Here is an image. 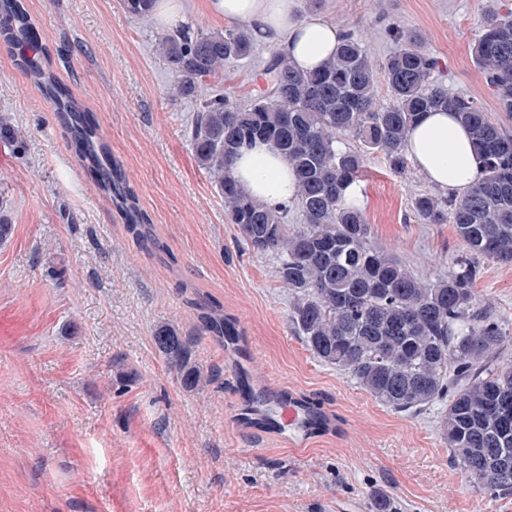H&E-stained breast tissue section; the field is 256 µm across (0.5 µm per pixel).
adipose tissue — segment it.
Masks as SVG:
<instances>
[{"label": "adipose tissue", "mask_w": 512, "mask_h": 512, "mask_svg": "<svg viewBox=\"0 0 512 512\" xmlns=\"http://www.w3.org/2000/svg\"><path fill=\"white\" fill-rule=\"evenodd\" d=\"M207 6L219 19L249 23L256 39L278 45L304 71L319 68L341 38L321 15L295 17L292 0H207ZM407 151L430 185L450 192L470 184L482 169L468 129L450 112L425 113L409 134ZM233 173L245 193L270 206L287 205L295 196L294 173L269 144L242 150L233 161Z\"/></svg>", "instance_id": "ef3b65f1"}]
</instances>
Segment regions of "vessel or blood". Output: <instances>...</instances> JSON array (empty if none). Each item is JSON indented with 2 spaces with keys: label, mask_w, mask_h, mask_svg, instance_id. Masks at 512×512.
Masks as SVG:
<instances>
[{
  "label": "vessel or blood",
  "mask_w": 512,
  "mask_h": 512,
  "mask_svg": "<svg viewBox=\"0 0 512 512\" xmlns=\"http://www.w3.org/2000/svg\"><path fill=\"white\" fill-rule=\"evenodd\" d=\"M224 344L233 349L237 363L232 370L238 393L235 424L278 437L285 447L297 451L323 433L328 425L325 411L293 393L257 384L248 372L254 356L236 329H227Z\"/></svg>",
  "instance_id": "1"
}]
</instances>
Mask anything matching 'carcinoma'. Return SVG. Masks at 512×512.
Returning a JSON list of instances; mask_svg holds the SVG:
<instances>
[{
  "mask_svg": "<svg viewBox=\"0 0 512 512\" xmlns=\"http://www.w3.org/2000/svg\"><path fill=\"white\" fill-rule=\"evenodd\" d=\"M135 18L156 0H122ZM394 48L378 66L359 35L347 31L320 69L292 66L280 52L263 65V81L246 103L228 92L202 97L224 63L250 58V25L222 33L182 27L160 40L159 53L178 98H200L190 145L215 179L231 223L253 252L277 258V277L292 295L288 319L321 362L343 371L382 404L417 413L445 404L441 431L451 459L482 490L512 495V363L500 361L512 335L477 302V267L457 262L443 278L425 281L394 256L368 243L369 224L356 193L370 154L390 167L406 164L409 133L426 112L456 113L468 128L483 170L454 197L422 193L412 201L422 224H452L476 258L512 263V131L491 120L475 98L448 91L421 37L389 28ZM0 38L18 49L19 67L53 103L100 191L129 229L146 238L148 219L118 162L88 113L46 66L49 50L36 39L24 0H0ZM474 65L498 110L512 118V11L493 3L472 48ZM390 93L376 97L377 75ZM347 137L357 146L341 149ZM256 140L288 159L296 180L292 199L303 224L290 227L288 206L248 197L231 173L238 149ZM154 342L187 390L211 377L192 358L193 340L175 328L156 329Z\"/></svg>",
  "mask_w": 512,
  "mask_h": 512,
  "instance_id": "cac0c4a2",
  "label": "carcinoma"
}]
</instances>
